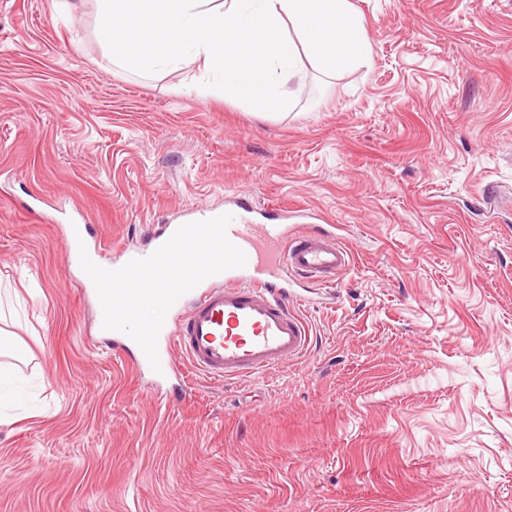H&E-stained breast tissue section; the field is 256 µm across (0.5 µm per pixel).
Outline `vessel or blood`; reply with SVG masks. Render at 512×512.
<instances>
[{"label":"vessel or blood","mask_w":512,"mask_h":512,"mask_svg":"<svg viewBox=\"0 0 512 512\" xmlns=\"http://www.w3.org/2000/svg\"><path fill=\"white\" fill-rule=\"evenodd\" d=\"M249 207L233 212L226 233L246 264L201 281L179 298V329L163 325L158 355L162 375L175 371L174 353L217 380L248 378L299 357L311 336L288 308L289 279L327 284L346 269L350 254L331 233L295 231L285 224H257Z\"/></svg>","instance_id":"b4317fda"}]
</instances>
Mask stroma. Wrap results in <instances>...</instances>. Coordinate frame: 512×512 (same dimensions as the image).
Masks as SVG:
<instances>
[{"label": "stroma", "instance_id": "35a3bbf8", "mask_svg": "<svg viewBox=\"0 0 512 512\" xmlns=\"http://www.w3.org/2000/svg\"><path fill=\"white\" fill-rule=\"evenodd\" d=\"M369 66L285 114L107 66L96 0H0V512H512V0H351ZM311 208L350 267L304 355L159 381L97 332L111 267L237 202ZM25 399V391L11 364L0 362V407L20 404Z\"/></svg>", "mask_w": 512, "mask_h": 512}]
</instances>
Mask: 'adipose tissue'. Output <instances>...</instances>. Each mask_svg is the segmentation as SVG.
I'll use <instances>...</instances> for the list:
<instances>
[{
  "mask_svg": "<svg viewBox=\"0 0 512 512\" xmlns=\"http://www.w3.org/2000/svg\"><path fill=\"white\" fill-rule=\"evenodd\" d=\"M109 65L140 74L195 65L194 92L234 93L260 115L293 103L305 68L335 73L369 59L350 0H97Z\"/></svg>",
  "mask_w": 512,
  "mask_h": 512,
  "instance_id": "adipose-tissue-1",
  "label": "adipose tissue"
}]
</instances>
